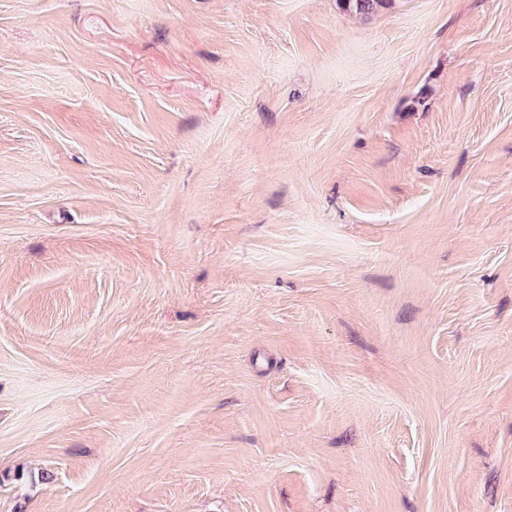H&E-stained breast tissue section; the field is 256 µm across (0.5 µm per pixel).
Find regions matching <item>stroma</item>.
Wrapping results in <instances>:
<instances>
[{
    "instance_id": "35a3bbf8",
    "label": "stroma",
    "mask_w": 512,
    "mask_h": 512,
    "mask_svg": "<svg viewBox=\"0 0 512 512\" xmlns=\"http://www.w3.org/2000/svg\"><path fill=\"white\" fill-rule=\"evenodd\" d=\"M0 512H512V0H0ZM343 9L368 17L394 6L395 0H339Z\"/></svg>"
}]
</instances>
